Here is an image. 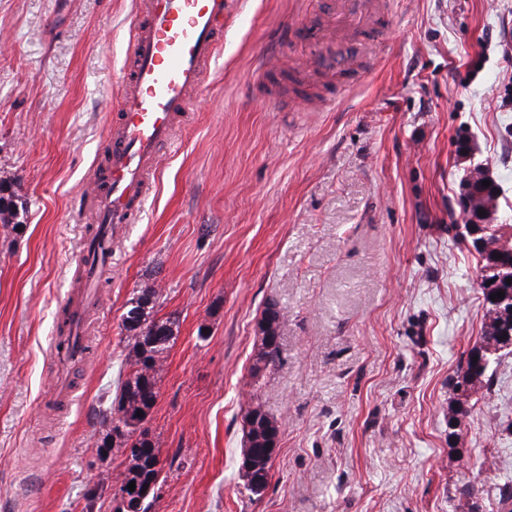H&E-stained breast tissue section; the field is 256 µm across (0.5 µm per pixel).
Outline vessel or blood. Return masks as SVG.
Masks as SVG:
<instances>
[{
    "label": "vessel or blood",
    "instance_id": "b4317fda",
    "mask_svg": "<svg viewBox=\"0 0 512 512\" xmlns=\"http://www.w3.org/2000/svg\"><path fill=\"white\" fill-rule=\"evenodd\" d=\"M228 0H147L134 26L132 63L118 102L111 147L92 172L83 213L106 225L95 258L79 256L83 287L67 305L68 336L86 334L100 302L96 277L107 265L122 225L130 223L158 174L159 154L174 143L193 96L218 57L217 25ZM345 31L356 36L377 9L376 0H339Z\"/></svg>",
    "mask_w": 512,
    "mask_h": 512
}]
</instances>
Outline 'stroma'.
I'll return each instance as SVG.
<instances>
[{"mask_svg":"<svg viewBox=\"0 0 512 512\" xmlns=\"http://www.w3.org/2000/svg\"><path fill=\"white\" fill-rule=\"evenodd\" d=\"M144 0H0V178L26 203L0 228V512H86L125 468L96 454L129 300L153 284L174 338L147 425L164 482L149 512H479L512 476V353L448 424L480 343L478 256L459 205L473 165L512 224V0H382L357 80L315 66L336 0H231L221 56L151 195L112 250L89 350L56 402L58 311L76 294L89 176L109 145ZM279 71L259 82L263 59ZM279 361L250 376L267 303ZM208 328L199 339V328ZM280 425L262 497L242 418Z\"/></svg>","mask_w":512,"mask_h":512,"instance_id":"1","label":"stroma"}]
</instances>
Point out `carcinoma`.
Returning a JSON list of instances; mask_svg holds the SVG:
<instances>
[{
	"instance_id": "obj_1",
	"label": "carcinoma",
	"mask_w": 512,
	"mask_h": 512,
	"mask_svg": "<svg viewBox=\"0 0 512 512\" xmlns=\"http://www.w3.org/2000/svg\"><path fill=\"white\" fill-rule=\"evenodd\" d=\"M25 213L24 203L14 190L12 184L0 179V224L12 230L24 227L21 215ZM502 237L488 235L484 250H476L480 257L479 282L493 281L500 277L499 266L512 263V251L501 243ZM500 257H493V253ZM158 294L153 288H143L131 299V305L123 314L121 333L128 342L129 352L124 358V365L129 369L127 377L118 385V393L106 412L100 415L101 436L97 442V455L118 453L125 457L126 467L120 480V490L128 489L130 482H135L131 496L141 498L137 512H149L154 492L148 490L151 485L163 482L162 469L155 467L158 450L149 437L144 423L158 395L157 376L162 369L169 342L172 337V322L155 319L153 309ZM486 307L482 344L486 352L504 350L497 336V323L502 319L509 304H502L483 295ZM283 322L281 308L277 304L268 305L258 324L259 339L255 344L250 374L258 380L275 367L278 360V336ZM475 350L467 354L465 365L469 381L457 382L455 386L457 399H469L470 394L480 388H491L493 373L490 372L494 357L487 356L485 364L474 361ZM123 413L122 425L114 424L115 412ZM142 416H137V412ZM243 444L240 470L246 481V489L254 496L264 493L269 482L270 462L274 449L267 448L258 441V437H275L278 426L261 407L251 405L246 410L243 420ZM496 495L499 512L512 509V480L505 479L497 484Z\"/></svg>"
}]
</instances>
